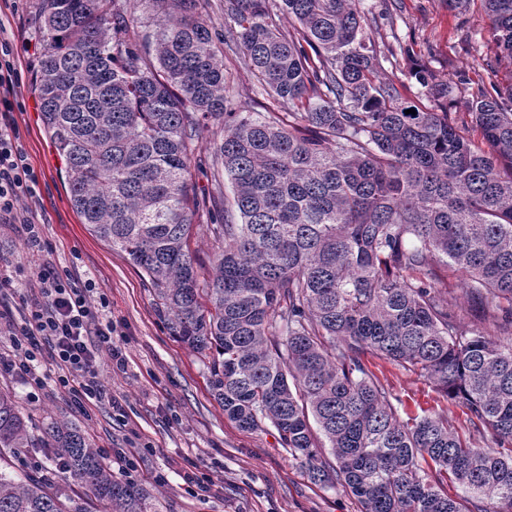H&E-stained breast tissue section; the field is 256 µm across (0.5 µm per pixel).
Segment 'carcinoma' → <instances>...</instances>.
I'll return each mask as SVG.
<instances>
[{
    "label": "carcinoma",
    "mask_w": 512,
    "mask_h": 512,
    "mask_svg": "<svg viewBox=\"0 0 512 512\" xmlns=\"http://www.w3.org/2000/svg\"><path fill=\"white\" fill-rule=\"evenodd\" d=\"M137 2L155 18L150 51L129 36L128 0H47L39 19L34 88L82 223L144 272L173 336L207 361L224 416L274 427L312 481L350 491L362 512H462L438 487L449 475L477 512H512V341L461 330L434 265L462 272L482 316L512 336V81L471 100L479 146L381 75L356 0H281L288 33L269 0H224L222 33L207 0ZM480 2L512 59V0ZM234 45L288 119L235 111ZM408 77L448 98L422 65ZM210 125L223 132L219 208L201 281L191 164ZM367 351L419 372L495 446L463 444L446 414L402 418ZM34 447L57 449L105 512H153L72 424L52 420L34 443L2 392L0 512H85L13 473L11 454Z\"/></svg>",
    "instance_id": "1"
}]
</instances>
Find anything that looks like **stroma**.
<instances>
[{
    "label": "stroma",
    "mask_w": 512,
    "mask_h": 512,
    "mask_svg": "<svg viewBox=\"0 0 512 512\" xmlns=\"http://www.w3.org/2000/svg\"><path fill=\"white\" fill-rule=\"evenodd\" d=\"M357 6L376 41L380 71L399 85L403 100L447 113L463 135L478 139L469 116L472 97L512 76V65L498 57L484 15L474 8L449 13L444 0H358ZM41 8V0H0V23L7 36L29 45L17 64L18 106L12 117L39 175L40 196L31 206L51 250L30 256L23 236L12 225L0 224V256L12 263V286L0 296V305L20 306L25 287L45 262L59 274L91 278V302L111 319L112 340L121 347L126 365L117 370L107 355H100L97 380L106 397L85 409L58 394L52 379L38 388L1 367L0 390L12 395L25 413L33 439H40L53 419L79 425L98 450L106 451L113 473L152 490L162 512H361L358 501L342 489L314 484L300 460L283 450L272 426L246 432L225 417L209 390L204 360L171 336L148 281L124 254L82 224L70 203L65 163L42 125L33 86L42 52L36 34ZM241 57L237 48L224 52V75L238 110L278 111V104L243 68ZM414 62L448 82L447 101H429L408 78ZM221 136L220 128L205 129L195 153L194 192L202 202L212 191L211 147ZM443 276L441 288L452 299L461 328L499 336L497 322L481 318L464 275L447 269ZM362 361L400 399L402 416L447 414L461 439H468L466 408L446 400L429 380L371 352ZM116 401L121 410H113ZM38 463L85 512H98L90 493L57 468L52 449L22 448L12 459L20 475L33 472ZM188 466L204 480L206 491H188L183 480ZM157 473L163 481H154Z\"/></svg>",
    "instance_id": "obj_1"
}]
</instances>
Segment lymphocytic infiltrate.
Instances as JSON below:
<instances>
[{"label":"lymphocytic infiltrate","mask_w":512,"mask_h":512,"mask_svg":"<svg viewBox=\"0 0 512 512\" xmlns=\"http://www.w3.org/2000/svg\"><path fill=\"white\" fill-rule=\"evenodd\" d=\"M18 58L17 43L0 38V223L15 225L29 251L40 254L47 252L49 245L34 213L25 205L39 194V176L11 121ZM91 290L90 281L41 267L23 301L27 317L19 329L16 352L8 362L10 370L31 384L41 385L44 376L35 361L45 353L55 367V383L62 396L102 399L104 391L95 371L99 353H106L120 370L125 367V358L112 342L111 325L99 322L90 302Z\"/></svg>","instance_id":"f902f5d3"}]
</instances>
